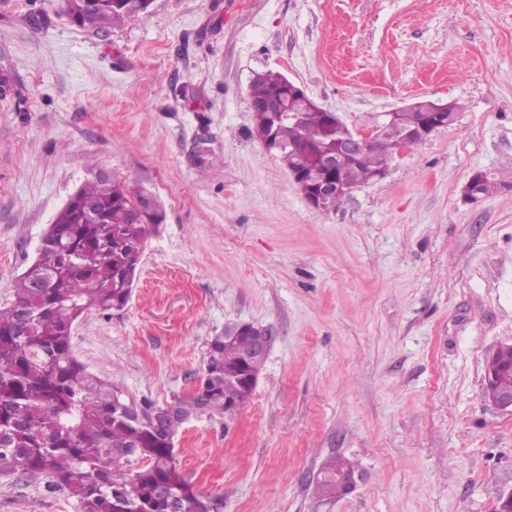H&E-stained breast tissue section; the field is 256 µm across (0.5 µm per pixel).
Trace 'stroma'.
<instances>
[{"label": "stroma", "mask_w": 512, "mask_h": 512, "mask_svg": "<svg viewBox=\"0 0 512 512\" xmlns=\"http://www.w3.org/2000/svg\"><path fill=\"white\" fill-rule=\"evenodd\" d=\"M269 70L352 128L420 98L457 118L319 211L250 134ZM0 74L1 304L94 164L166 222L126 307L75 323L89 372L163 406L226 325L271 338L234 421L174 440L216 512H492L512 490V412L483 387L512 344V0H154L99 33L64 0H0ZM478 170L502 186L464 201ZM335 455L357 488L318 498ZM0 512L80 505L0 473Z\"/></svg>", "instance_id": "stroma-1"}]
</instances>
